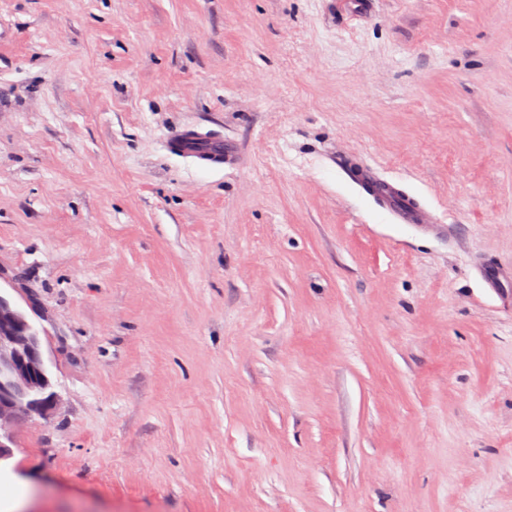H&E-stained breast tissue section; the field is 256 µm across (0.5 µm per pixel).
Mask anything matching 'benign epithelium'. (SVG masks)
Returning <instances> with one entry per match:
<instances>
[{
	"instance_id": "benign-epithelium-1",
	"label": "benign epithelium",
	"mask_w": 512,
	"mask_h": 512,
	"mask_svg": "<svg viewBox=\"0 0 512 512\" xmlns=\"http://www.w3.org/2000/svg\"><path fill=\"white\" fill-rule=\"evenodd\" d=\"M41 333L17 298L0 288V461L10 457L18 423L60 406Z\"/></svg>"
}]
</instances>
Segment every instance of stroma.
<instances>
[{"mask_svg":"<svg viewBox=\"0 0 512 512\" xmlns=\"http://www.w3.org/2000/svg\"><path fill=\"white\" fill-rule=\"evenodd\" d=\"M224 135L202 169L168 135ZM368 163L449 238L391 223ZM512 0H0L27 512H512ZM479 274L492 291H504L505 284H512V266L497 265L485 266L478 268ZM2 281L0 270V462L10 457L18 423L46 418L60 406L45 356L43 330Z\"/></svg>","mask_w":512,"mask_h":512,"instance_id":"1","label":"stroma"}]
</instances>
